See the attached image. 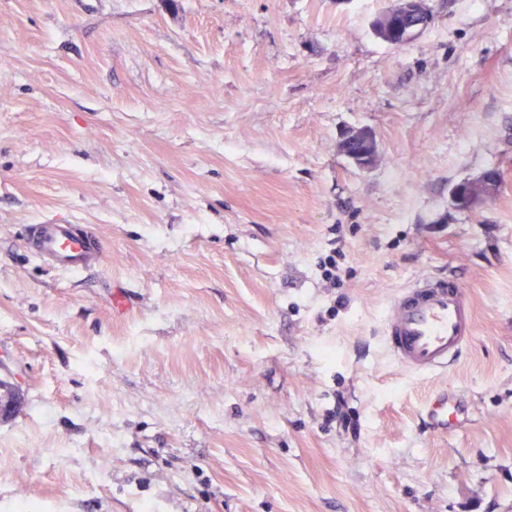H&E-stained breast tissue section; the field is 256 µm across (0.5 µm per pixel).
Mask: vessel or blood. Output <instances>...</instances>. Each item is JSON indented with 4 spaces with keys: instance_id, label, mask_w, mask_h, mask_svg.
I'll return each mask as SVG.
<instances>
[{
    "instance_id": "1",
    "label": "vessel or blood",
    "mask_w": 512,
    "mask_h": 512,
    "mask_svg": "<svg viewBox=\"0 0 512 512\" xmlns=\"http://www.w3.org/2000/svg\"><path fill=\"white\" fill-rule=\"evenodd\" d=\"M33 257L66 273H81L99 263L103 251L90 231L62 217L24 227ZM474 308L455 275L415 278L397 290L383 315L384 342L394 361L414 373L448 369L474 337Z\"/></svg>"
}]
</instances>
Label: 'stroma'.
<instances>
[{
  "mask_svg": "<svg viewBox=\"0 0 512 512\" xmlns=\"http://www.w3.org/2000/svg\"><path fill=\"white\" fill-rule=\"evenodd\" d=\"M391 3L0 0V512H512V0ZM60 215L96 267L27 252ZM450 273L473 343L407 371L384 307ZM428 2L429 0H394L386 14L401 17L405 21L407 34H419L427 29L434 19ZM339 150L361 168L372 166L378 153L375 136L361 129L344 132L339 141ZM495 173V174H494ZM491 174L495 175L496 179L500 178V173L497 169H488L480 176L474 179H465L456 183L451 189V198L460 207L470 209L479 204L485 203L488 199L486 196H477L472 192L473 185L480 181L487 180Z\"/></svg>",
  "mask_w": 512,
  "mask_h": 512,
  "instance_id": "1",
  "label": "stroma"
}]
</instances>
